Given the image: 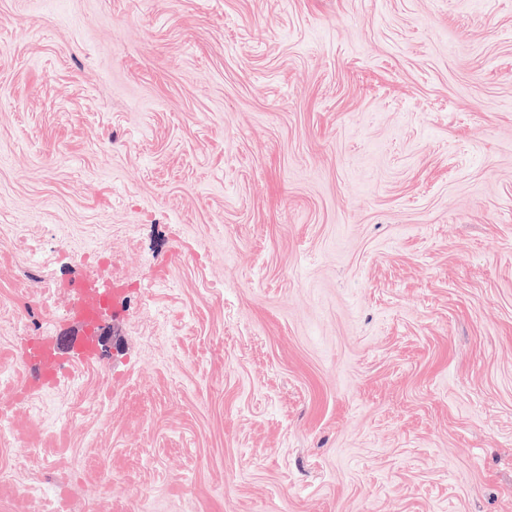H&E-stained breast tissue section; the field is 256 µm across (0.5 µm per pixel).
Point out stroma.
Masks as SVG:
<instances>
[{"instance_id":"stroma-1","label":"stroma","mask_w":512,"mask_h":512,"mask_svg":"<svg viewBox=\"0 0 512 512\" xmlns=\"http://www.w3.org/2000/svg\"><path fill=\"white\" fill-rule=\"evenodd\" d=\"M5 363L0 512H512V0H0ZM78 305L71 309V318L76 325V339L57 336L52 343L32 339L23 348L17 360L27 370L19 387L22 394L39 391L49 385H57L61 377L59 358L64 349L75 348L84 353L95 350L93 330L103 303V294L92 286L78 285Z\"/></svg>"}]
</instances>
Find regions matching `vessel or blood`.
Returning <instances> with one entry per match:
<instances>
[{
	"instance_id": "b4317fda",
	"label": "vessel or blood",
	"mask_w": 512,
	"mask_h": 512,
	"mask_svg": "<svg viewBox=\"0 0 512 512\" xmlns=\"http://www.w3.org/2000/svg\"><path fill=\"white\" fill-rule=\"evenodd\" d=\"M102 303L103 295L97 288L80 286L78 304L71 310V318L76 325L75 337L59 336L51 343L38 339L29 341L18 356L21 365L27 369L20 383L21 393L30 394L59 383V358L64 349L72 347L84 353L94 352L96 339L93 330Z\"/></svg>"
}]
</instances>
